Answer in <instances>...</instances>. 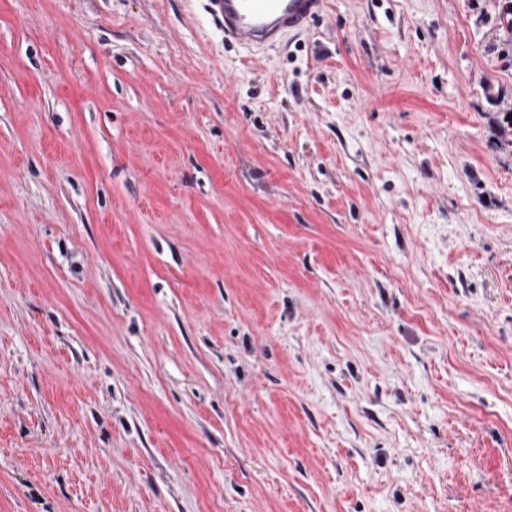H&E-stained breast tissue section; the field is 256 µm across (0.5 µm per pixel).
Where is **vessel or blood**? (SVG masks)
<instances>
[{
	"instance_id": "vessel-or-blood-1",
	"label": "vessel or blood",
	"mask_w": 512,
	"mask_h": 512,
	"mask_svg": "<svg viewBox=\"0 0 512 512\" xmlns=\"http://www.w3.org/2000/svg\"><path fill=\"white\" fill-rule=\"evenodd\" d=\"M224 23L227 40L245 47L273 46L305 29L319 14L322 0H210Z\"/></svg>"
}]
</instances>
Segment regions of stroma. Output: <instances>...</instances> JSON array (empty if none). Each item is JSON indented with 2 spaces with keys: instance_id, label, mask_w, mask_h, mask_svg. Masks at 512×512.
<instances>
[{
  "instance_id": "stroma-1",
  "label": "stroma",
  "mask_w": 512,
  "mask_h": 512,
  "mask_svg": "<svg viewBox=\"0 0 512 512\" xmlns=\"http://www.w3.org/2000/svg\"><path fill=\"white\" fill-rule=\"evenodd\" d=\"M505 0H0V512H512ZM224 22V38L245 47L273 46L305 29L319 15L322 0H210Z\"/></svg>"
}]
</instances>
